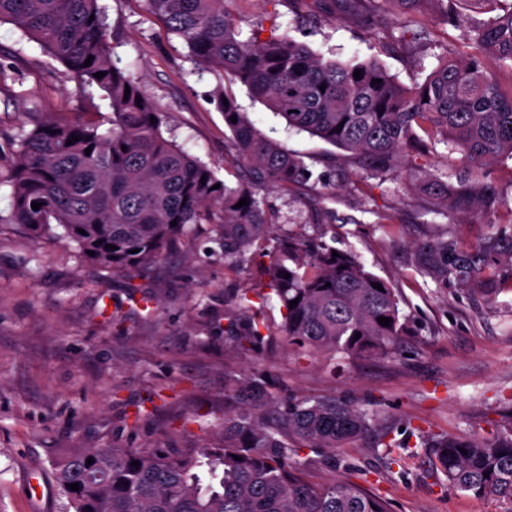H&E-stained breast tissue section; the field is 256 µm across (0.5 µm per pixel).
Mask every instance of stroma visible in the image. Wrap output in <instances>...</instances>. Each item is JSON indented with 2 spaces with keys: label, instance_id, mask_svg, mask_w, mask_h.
I'll return each instance as SVG.
<instances>
[{
  "label": "stroma",
  "instance_id": "1",
  "mask_svg": "<svg viewBox=\"0 0 512 512\" xmlns=\"http://www.w3.org/2000/svg\"><path fill=\"white\" fill-rule=\"evenodd\" d=\"M113 63L130 74L166 122L164 136L237 186L229 131L218 107L235 96L265 136L303 156L333 185L267 192L279 229H304L357 253L390 281L413 334L386 357H317L289 344L277 304L265 309L260 346L239 348L230 325L241 293L264 287L261 255L232 263L212 225L195 224L160 265L103 269L81 256L60 226L32 238L14 224L12 189L0 184V512H70L50 466L74 448H140L182 455L224 430V373L263 375L278 397L335 396L372 411V432L344 447L302 449L313 483L349 480L382 497L388 512H500L496 502L435 475L427 439L493 437L512 414V290L489 308L456 282L440 286L414 266V246L443 239L471 247L512 224V161L497 162L494 215L433 212L409 169L371 175L363 161L289 128L248 89L199 65L186 42L145 0H100ZM476 0H458L462 18ZM240 40L289 35L324 58L375 59L405 86L444 57L470 53L466 28L421 13L402 27L388 8L359 0L318 17L295 0H224ZM65 68L14 25L0 24V169L33 113L110 115L104 93L77 90ZM386 435L389 444L377 443ZM38 480L42 496L31 494Z\"/></svg>",
  "mask_w": 512,
  "mask_h": 512
}]
</instances>
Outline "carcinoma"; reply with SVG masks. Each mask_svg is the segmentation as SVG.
I'll list each match as a JSON object with an SVG mask.
<instances>
[{"mask_svg": "<svg viewBox=\"0 0 512 512\" xmlns=\"http://www.w3.org/2000/svg\"><path fill=\"white\" fill-rule=\"evenodd\" d=\"M422 1L438 18L455 15L448 6L455 0H386L401 9ZM493 2L498 13L469 21L478 53L440 59L423 83L410 88L373 59L326 60L286 35L239 41L224 0L146 5L200 63L249 88L288 126L364 158L373 175L446 145L448 153L460 155L463 174L454 183L426 179L419 188L447 212L493 214L501 197L486 167L512 160V82L504 87L483 64L484 56H493L512 75V3ZM2 21L60 61L77 87L99 86L112 108L106 129L97 121L48 116L20 136L7 181L15 223L32 237L56 223L84 258L102 268H148L188 237L189 225L208 223L218 211L223 220L214 230L224 259L241 261L255 246L268 258L260 269L268 292L258 297L274 293L292 344L313 355L363 359L393 354L412 335L392 284L366 270L356 253L334 248L322 234L275 230V215L258 192L291 193L310 180L308 168L301 156L262 135L231 94L224 93L218 106L231 133L232 161L246 167L236 188L219 183L206 165L163 136L161 113L112 63L99 0H0ZM97 72L105 76L94 77ZM74 135L79 140L67 144ZM243 198L248 204L236 207ZM33 202L40 208L32 209ZM414 266L438 285L458 281L494 307L504 291L503 271H512V225L470 249L423 242L415 248ZM241 310L238 345L263 343L262 310L248 304ZM380 317L391 322L383 326ZM372 421V413L346 400L280 399L267 392L262 378L226 372L219 445L178 456L74 448L55 462L54 481L74 512H388L383 499L358 484L309 482L295 458L303 447L342 448L367 435ZM426 447L450 486L512 512V417L491 439L438 436ZM73 483L79 490L67 488Z\"/></svg>", "mask_w": 512, "mask_h": 512, "instance_id": "obj_1", "label": "carcinoma"}]
</instances>
